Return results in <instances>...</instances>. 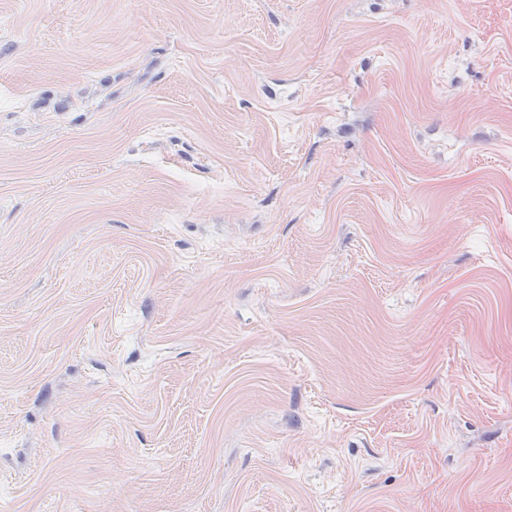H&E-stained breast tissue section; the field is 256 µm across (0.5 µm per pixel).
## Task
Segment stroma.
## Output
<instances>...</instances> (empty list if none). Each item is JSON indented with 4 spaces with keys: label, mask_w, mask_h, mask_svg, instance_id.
Segmentation results:
<instances>
[{
    "label": "stroma",
    "mask_w": 512,
    "mask_h": 512,
    "mask_svg": "<svg viewBox=\"0 0 512 512\" xmlns=\"http://www.w3.org/2000/svg\"><path fill=\"white\" fill-rule=\"evenodd\" d=\"M0 512H512V0H0Z\"/></svg>",
    "instance_id": "stroma-1"
}]
</instances>
